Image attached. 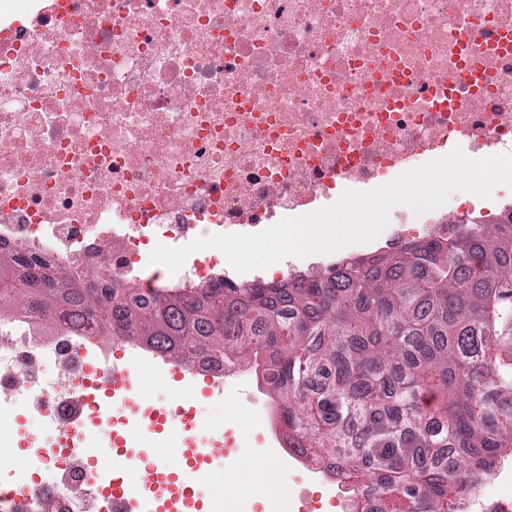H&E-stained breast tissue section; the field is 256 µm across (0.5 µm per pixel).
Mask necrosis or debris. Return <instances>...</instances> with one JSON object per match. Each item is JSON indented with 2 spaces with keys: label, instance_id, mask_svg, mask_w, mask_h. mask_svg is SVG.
I'll use <instances>...</instances> for the list:
<instances>
[{
  "label": "necrosis or debris",
  "instance_id": "necrosis-or-debris-1",
  "mask_svg": "<svg viewBox=\"0 0 512 512\" xmlns=\"http://www.w3.org/2000/svg\"><path fill=\"white\" fill-rule=\"evenodd\" d=\"M0 0V248L81 278L94 271L150 299V244L256 234L367 192L461 150L512 154V0ZM246 274L189 255L162 283L182 290ZM2 425L18 398L50 432L31 468L0 469V512H113L112 489L159 490L136 455L100 466L144 423H177L184 444L224 451L234 428L202 433L193 407L139 400L135 372L170 357L101 340L37 309L0 320ZM125 367L102 390L100 369ZM59 446L63 455H51ZM289 468L306 483L297 512H352L354 486L332 463ZM138 468L142 484L123 472ZM42 473L33 480L32 471ZM464 512H512V462Z\"/></svg>",
  "mask_w": 512,
  "mask_h": 512
}]
</instances>
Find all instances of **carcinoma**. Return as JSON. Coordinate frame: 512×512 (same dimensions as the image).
Here are the masks:
<instances>
[{"label": "carcinoma", "instance_id": "cac0c4a2", "mask_svg": "<svg viewBox=\"0 0 512 512\" xmlns=\"http://www.w3.org/2000/svg\"><path fill=\"white\" fill-rule=\"evenodd\" d=\"M45 267L0 250V316L69 305L95 335L176 359H263L289 447L333 460L377 512H459L512 458V212L278 282L153 288L142 307L123 302L135 288Z\"/></svg>", "mask_w": 512, "mask_h": 512}]
</instances>
